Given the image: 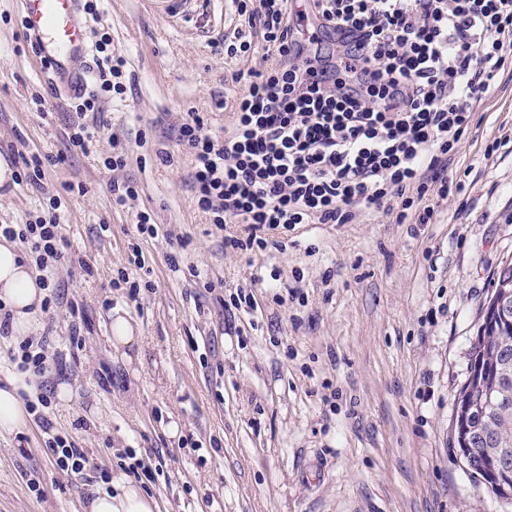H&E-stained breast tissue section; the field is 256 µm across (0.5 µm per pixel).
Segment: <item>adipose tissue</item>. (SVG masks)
Listing matches in <instances>:
<instances>
[{"instance_id":"1","label":"adipose tissue","mask_w":512,"mask_h":512,"mask_svg":"<svg viewBox=\"0 0 512 512\" xmlns=\"http://www.w3.org/2000/svg\"><path fill=\"white\" fill-rule=\"evenodd\" d=\"M44 296L37 277L13 244L0 243V300L12 312L13 335L24 336L30 332L32 316ZM90 512H157V503L125 476L118 475L109 489L91 500Z\"/></svg>"}]
</instances>
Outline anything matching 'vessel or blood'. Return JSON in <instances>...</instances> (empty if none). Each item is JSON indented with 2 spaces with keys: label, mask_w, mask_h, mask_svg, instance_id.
<instances>
[{
  "label": "vessel or blood",
  "mask_w": 512,
  "mask_h": 512,
  "mask_svg": "<svg viewBox=\"0 0 512 512\" xmlns=\"http://www.w3.org/2000/svg\"><path fill=\"white\" fill-rule=\"evenodd\" d=\"M200 0H142L145 10L169 19L194 13ZM21 28L31 37L33 58L50 83L83 85L81 66L88 52V37L79 16V0H18Z\"/></svg>",
  "instance_id": "1"
}]
</instances>
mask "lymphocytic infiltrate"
Instances as JSON below:
<instances>
[{"instance_id": "f902f5d3", "label": "lymphocytic infiltrate", "mask_w": 512, "mask_h": 512, "mask_svg": "<svg viewBox=\"0 0 512 512\" xmlns=\"http://www.w3.org/2000/svg\"><path fill=\"white\" fill-rule=\"evenodd\" d=\"M236 23L219 48L248 70L225 72L236 92L223 134L185 113L177 139L192 158L198 209L225 235L229 252L264 250L276 230L299 224L436 223L463 181L448 174L475 112L512 73V0H312L332 47L306 36L292 0H232ZM343 28L358 37L339 39ZM91 82L71 100L69 140L92 154L88 122L103 119L106 93L124 95V56L104 28L93 31ZM23 244L50 301L61 288L46 272L61 261L57 197L23 224H0ZM56 469L80 475L95 464L71 437L46 442Z\"/></svg>"}]
</instances>
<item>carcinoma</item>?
Here are the masks:
<instances>
[{"label": "carcinoma", "mask_w": 512, "mask_h": 512, "mask_svg": "<svg viewBox=\"0 0 512 512\" xmlns=\"http://www.w3.org/2000/svg\"><path fill=\"white\" fill-rule=\"evenodd\" d=\"M501 288L512 290V260L504 261L493 279L492 291ZM467 366L455 398V416H465L473 439L475 453L469 466L470 476L491 490L498 481L493 458L503 447L512 450V395L478 410L473 405L478 403L483 388L501 385L503 375L512 374V317L479 327L475 341L470 344Z\"/></svg>", "instance_id": "1"}]
</instances>
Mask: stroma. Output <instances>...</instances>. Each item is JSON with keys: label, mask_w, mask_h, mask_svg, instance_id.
Here are the masks:
<instances>
[{"label": "stroma", "mask_w": 512, "mask_h": 512, "mask_svg": "<svg viewBox=\"0 0 512 512\" xmlns=\"http://www.w3.org/2000/svg\"><path fill=\"white\" fill-rule=\"evenodd\" d=\"M98 7L132 78L95 131L100 152L114 137L126 145L123 175L139 196L123 209L101 160L71 145L69 98L37 72L16 0H0V146L68 158L46 170L44 191L0 185V224L26 223L53 195L65 213L52 276L66 301L32 317L57 369L27 388L49 396L54 431L114 476L124 449L160 459L148 489L158 512H503L458 462L450 421L494 275L512 257V153L483 156L486 142L512 138V82L462 139L454 169L470 187L439 223L300 224L275 233L285 249L231 254L196 207L173 130L191 111L218 135L232 121L215 106L224 58L211 48L232 24L226 0L177 25L140 0ZM140 210L157 237L138 236ZM135 246L152 287L131 302L111 282ZM245 285L256 304L225 332L222 302ZM279 287L301 302L278 303ZM71 299L86 310L77 345ZM117 313L135 327L125 348L109 340ZM45 438L32 420L0 432V512H84L101 491L93 472L56 471Z\"/></svg>", "instance_id": "obj_1"}]
</instances>
